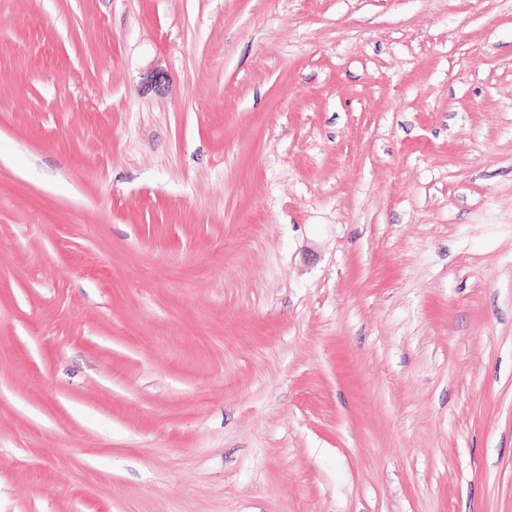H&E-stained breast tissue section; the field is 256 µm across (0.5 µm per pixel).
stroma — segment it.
<instances>
[{
  "mask_svg": "<svg viewBox=\"0 0 512 512\" xmlns=\"http://www.w3.org/2000/svg\"><path fill=\"white\" fill-rule=\"evenodd\" d=\"M0 512H512V0H0Z\"/></svg>",
  "mask_w": 512,
  "mask_h": 512,
  "instance_id": "1",
  "label": "stroma"
}]
</instances>
